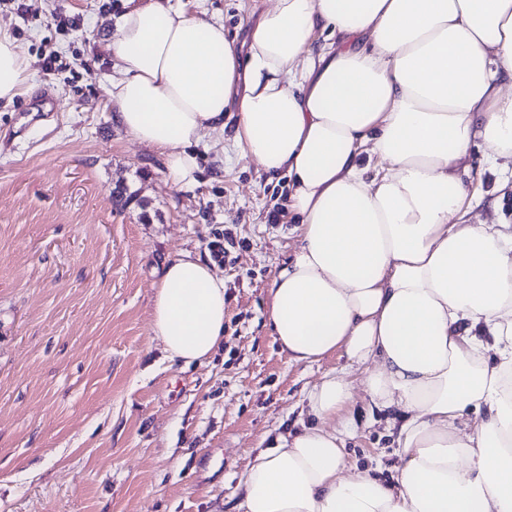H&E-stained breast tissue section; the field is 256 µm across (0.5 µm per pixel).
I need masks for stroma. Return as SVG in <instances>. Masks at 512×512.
Instances as JSON below:
<instances>
[{
    "label": "stroma",
    "mask_w": 512,
    "mask_h": 512,
    "mask_svg": "<svg viewBox=\"0 0 512 512\" xmlns=\"http://www.w3.org/2000/svg\"><path fill=\"white\" fill-rule=\"evenodd\" d=\"M270 0H180L244 46ZM129 0H0L32 60L28 93L0 102V512H229L249 456L310 425L306 395L332 355L289 362L267 323L266 288L291 255L285 180L231 141L194 144L193 184L167 182L161 155L113 119L105 52ZM60 56L46 69L44 52ZM472 149L479 212L512 224V183ZM124 182L136 198L115 203ZM227 292L224 344L188 367L150 333L161 265L211 256ZM349 464L392 479L395 438L368 402Z\"/></svg>",
    "instance_id": "1"
}]
</instances>
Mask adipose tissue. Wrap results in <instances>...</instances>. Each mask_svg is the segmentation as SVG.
<instances>
[{"instance_id": "ef3b65f1", "label": "adipose tissue", "mask_w": 512, "mask_h": 512, "mask_svg": "<svg viewBox=\"0 0 512 512\" xmlns=\"http://www.w3.org/2000/svg\"><path fill=\"white\" fill-rule=\"evenodd\" d=\"M114 28L115 120L171 184L194 182L190 146L222 140L230 107L234 146L287 173L296 247L268 326L292 363L346 359L308 393L315 425L253 455L233 512H512V225L473 222L465 163L476 144L489 168L512 157V0H273L244 53L173 0ZM33 77L0 27V101ZM226 302L208 260L163 264L151 331L166 358L210 357ZM362 395L405 416L389 483L345 458Z\"/></svg>"}]
</instances>
